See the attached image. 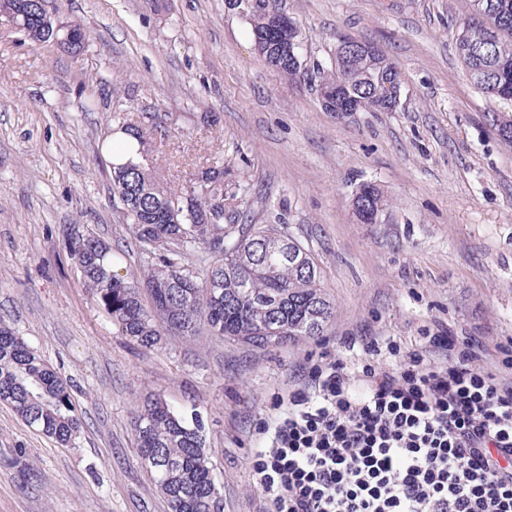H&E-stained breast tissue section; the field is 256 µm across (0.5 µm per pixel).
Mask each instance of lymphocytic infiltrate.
I'll use <instances>...</instances> for the list:
<instances>
[{
  "instance_id": "lymphocytic-infiltrate-1",
  "label": "lymphocytic infiltrate",
  "mask_w": 512,
  "mask_h": 512,
  "mask_svg": "<svg viewBox=\"0 0 512 512\" xmlns=\"http://www.w3.org/2000/svg\"><path fill=\"white\" fill-rule=\"evenodd\" d=\"M346 342L361 354L305 366L258 429L270 512H512V348L493 373L444 329Z\"/></svg>"
}]
</instances>
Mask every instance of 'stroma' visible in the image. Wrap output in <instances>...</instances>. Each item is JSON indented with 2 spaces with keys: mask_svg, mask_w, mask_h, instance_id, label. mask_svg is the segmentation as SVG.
<instances>
[{
  "mask_svg": "<svg viewBox=\"0 0 512 512\" xmlns=\"http://www.w3.org/2000/svg\"><path fill=\"white\" fill-rule=\"evenodd\" d=\"M281 6L308 69L329 68L343 35L380 48L402 76L396 110L325 111L309 80L263 64L225 0H48L84 29L77 56L0 16V322L68 381L82 420L63 446L0 404V512H169L137 461L132 413L149 394L203 421L223 512H267L256 429L307 358H348L349 336L414 350L442 327L491 366L512 341V148L488 121L512 100L488 97L457 55L465 0ZM117 110L162 141L168 183L215 153L247 173L249 223L287 226L318 261L336 306L321 336L144 350L112 326L66 243L79 224L140 263L112 202ZM366 183L389 202L375 224L353 214Z\"/></svg>",
  "mask_w": 512,
  "mask_h": 512,
  "instance_id": "stroma-1",
  "label": "stroma"
}]
</instances>
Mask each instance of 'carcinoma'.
<instances>
[{
	"label": "carcinoma",
	"instance_id": "carcinoma-1",
	"mask_svg": "<svg viewBox=\"0 0 512 512\" xmlns=\"http://www.w3.org/2000/svg\"><path fill=\"white\" fill-rule=\"evenodd\" d=\"M14 11L34 42L53 38L43 22L39 0H0V11ZM468 21L456 49L474 84L490 96L512 98V0H468ZM252 41L261 59L285 60L281 73L305 75L288 59L299 34L258 9L247 10ZM74 39L62 42L77 55L84 30L73 23ZM492 45L479 47L484 35ZM397 68L383 54L360 55L343 70L318 71L323 84L341 83L362 112H391L387 83ZM112 122L133 138L138 158L112 163V197L143 265L130 268L103 238L76 230L81 241L69 248L80 280L112 325L130 342L151 349L165 337L191 340L203 333L254 349H267L320 335L334 316V304L321 286L312 252L284 226L245 224L252 205L250 185L224 155L197 164L182 184L157 176L160 150L121 112ZM500 139L512 146V114L490 117ZM366 212L387 206L373 185L360 188ZM224 220L209 223L212 216ZM0 404L33 430L61 445L80 432L81 418L69 385L10 327L0 324ZM141 468L166 497L170 512H221L220 489L209 466L203 426L188 423L160 397H147L134 413Z\"/></svg>",
	"mask_w": 512,
	"mask_h": 512
}]
</instances>
